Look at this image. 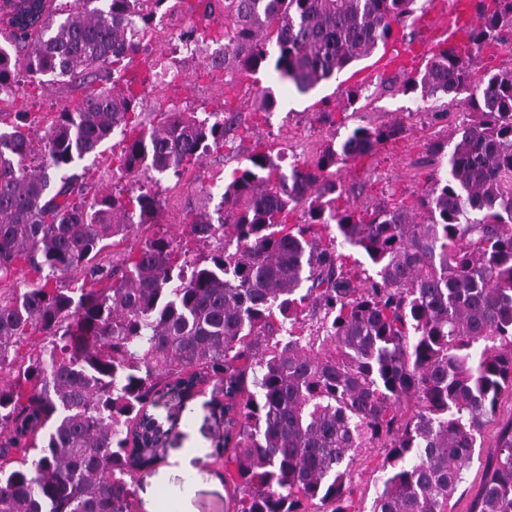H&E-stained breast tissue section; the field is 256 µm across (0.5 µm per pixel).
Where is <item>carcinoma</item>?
Masks as SVG:
<instances>
[{"instance_id": "cac0c4a2", "label": "carcinoma", "mask_w": 512, "mask_h": 512, "mask_svg": "<svg viewBox=\"0 0 512 512\" xmlns=\"http://www.w3.org/2000/svg\"><path fill=\"white\" fill-rule=\"evenodd\" d=\"M0 0L15 30L0 45V91L81 76L98 83L77 108L35 117L0 111V512H134L153 449L133 446L161 389L222 386L224 480L233 512H362L351 466L387 449L370 512H448L484 429L495 448L472 512H512V64L480 72V52L512 36V0H474L471 50H436L402 82L422 97L470 94L455 141L429 144L417 207H351L342 168L404 133L355 127L285 174L265 152L224 184V213L189 209L210 247L179 260L152 230L158 195L88 197L75 162L118 134L119 169L180 174L224 147L234 119L171 112L140 129L136 56L159 38L172 0ZM416 0H197L230 20L206 65L240 78L267 63L301 91L378 45ZM301 211V220L289 217ZM364 253L346 268L335 239ZM141 237L115 265L109 239ZM45 273L18 277L19 265ZM76 273L79 288L49 287ZM34 339V353L11 350Z\"/></svg>"}]
</instances>
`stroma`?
<instances>
[{
	"mask_svg": "<svg viewBox=\"0 0 512 512\" xmlns=\"http://www.w3.org/2000/svg\"><path fill=\"white\" fill-rule=\"evenodd\" d=\"M424 10H417L406 21L405 40L378 45L367 57L354 61L336 79L321 83L308 93H300L281 81L272 69L264 68L253 76L229 80L223 72L210 70L205 61L216 45L205 41L200 54L191 58L174 56V45L168 38L153 41L149 49L137 57L130 76L143 77L154 61L175 57L176 78L163 87H145V122H163L164 112L188 110L198 117H207L217 108H225L236 116L233 131L224 148L211 151L198 164L186 171L183 179L157 174L153 189L161 200L157 218L159 231L177 236L191 258L201 259L209 249L194 240L187 225L189 207H199L216 213L222 201L224 180L233 169L244 166L250 153L281 150L284 145L297 149L301 161L313 160L325 145L340 142L356 126H380L396 121L406 128L404 136L380 145L376 154L358 161L341 172L344 186L350 192L349 201L363 210L392 199L413 203L426 189L427 169L424 161L427 148L435 141H447L452 132L449 121L432 122L430 114L438 110L440 98H424L417 93H402L395 80L399 73L413 74L417 65L404 68L392 66L406 43L422 40L425 30L420 23ZM356 88L360 98L348 104L345 91ZM271 90L276 106L272 112L252 106L261 90ZM91 87L78 77L41 88L21 84L17 92L0 102L8 112L26 111L32 114L54 112L76 105ZM119 149L104 141L95 154L77 164L88 172L87 191L120 192L129 180L119 169ZM218 393L213 385H204L189 400L176 396L157 399L150 414L171 434L163 458L151 470L140 473L136 488L135 512H154L156 503H163L169 512L179 500H186L188 512H218L228 498L219 465L211 453L224 439V419L214 409L212 401ZM496 429L487 427L475 451V459L464 474V496L457 499L453 512H469L480 485L485 461L494 448ZM194 451L192 471L180 470L179 461L186 451ZM385 451L365 448L352 466L355 500L363 512H369Z\"/></svg>",
	"mask_w": 512,
	"mask_h": 512,
	"instance_id": "obj_1",
	"label": "stroma"
}]
</instances>
